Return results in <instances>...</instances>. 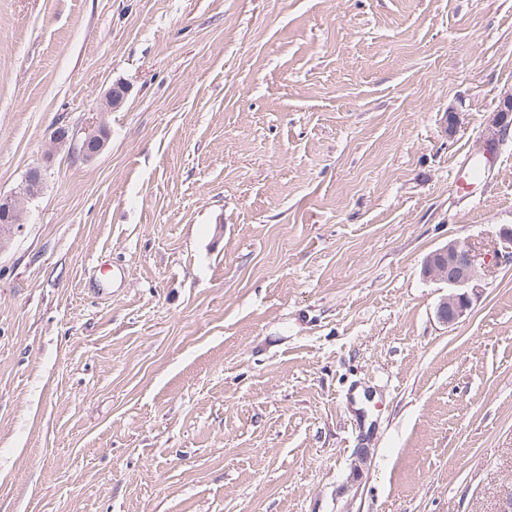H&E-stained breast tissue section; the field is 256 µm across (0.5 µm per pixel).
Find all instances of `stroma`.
<instances>
[{"label": "stroma", "instance_id": "35a3bbf8", "mask_svg": "<svg viewBox=\"0 0 512 512\" xmlns=\"http://www.w3.org/2000/svg\"><path fill=\"white\" fill-rule=\"evenodd\" d=\"M510 95L512 0H0V512H506ZM41 175L37 171L30 172L25 178L24 184L19 189V196L0 197V217L8 220L11 224H2L0 222V240H2V231H8L12 224H24L23 209L19 206L18 198L33 200L41 190ZM474 244L466 240H450L429 254L424 261L423 275L446 284L448 295L441 298L438 316L446 324L462 318L471 304L469 288L481 276L485 262Z\"/></svg>", "mask_w": 512, "mask_h": 512}]
</instances>
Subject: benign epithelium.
<instances>
[{
  "mask_svg": "<svg viewBox=\"0 0 512 512\" xmlns=\"http://www.w3.org/2000/svg\"><path fill=\"white\" fill-rule=\"evenodd\" d=\"M105 131L97 124L86 129L83 152L86 157L97 154L105 145ZM41 175L33 171L27 175L19 195L0 197V218L11 224L23 223V209L18 198L33 200L41 190ZM485 263L474 244L466 240H450L429 254L424 261L423 275L446 284L448 294L441 298L438 316L446 324H454L462 318L471 304L469 288L481 276Z\"/></svg>",
  "mask_w": 512,
  "mask_h": 512,
  "instance_id": "7a95c632",
  "label": "benign epithelium"
}]
</instances>
